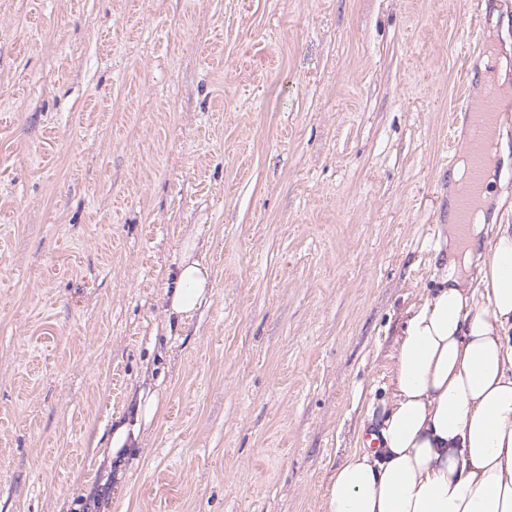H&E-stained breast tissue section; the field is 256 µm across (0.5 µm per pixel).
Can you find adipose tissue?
<instances>
[{"label":"adipose tissue","instance_id":"adipose-tissue-1","mask_svg":"<svg viewBox=\"0 0 512 512\" xmlns=\"http://www.w3.org/2000/svg\"><path fill=\"white\" fill-rule=\"evenodd\" d=\"M211 298L210 269L184 254L168 316L190 320ZM393 360L388 400L361 424L373 443L337 465L324 512H512V224L449 225L438 283L405 310ZM162 405L160 388L131 392L106 461L128 460Z\"/></svg>","mask_w":512,"mask_h":512}]
</instances>
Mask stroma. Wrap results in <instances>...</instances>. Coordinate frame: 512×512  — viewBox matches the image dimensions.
<instances>
[{
	"instance_id": "obj_1",
	"label": "stroma",
	"mask_w": 512,
	"mask_h": 512,
	"mask_svg": "<svg viewBox=\"0 0 512 512\" xmlns=\"http://www.w3.org/2000/svg\"><path fill=\"white\" fill-rule=\"evenodd\" d=\"M469 0H0V512H324L447 249ZM512 84V0L484 28ZM212 301L165 313L185 244ZM152 386H141L136 391H131L129 398L130 414L126 418L115 417L114 426L106 434L105 438L100 441L99 458L102 460L103 453L106 460V467L102 473L100 481L101 486L107 483L112 470V461L122 460L121 463L114 467L112 475L120 477L127 464L131 454H135L140 436L143 432L151 430L159 417L163 405L164 387L160 388V381ZM120 456V458H118Z\"/></svg>"
}]
</instances>
